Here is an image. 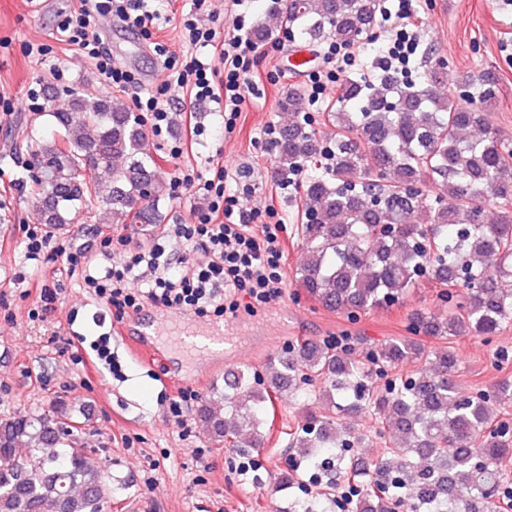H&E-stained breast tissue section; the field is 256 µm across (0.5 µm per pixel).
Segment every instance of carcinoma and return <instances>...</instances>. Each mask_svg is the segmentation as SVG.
Segmentation results:
<instances>
[{"instance_id": "cac0c4a2", "label": "carcinoma", "mask_w": 512, "mask_h": 512, "mask_svg": "<svg viewBox=\"0 0 512 512\" xmlns=\"http://www.w3.org/2000/svg\"><path fill=\"white\" fill-rule=\"evenodd\" d=\"M383 0H288L280 23L306 42L333 37L354 44L374 28ZM444 63L416 85L380 75L364 84L348 78L336 110L330 146L319 149L303 112L304 98L290 89L281 109L291 113L274 140L275 173L289 184L316 158L322 170L301 186L305 261L301 288L323 308L355 316L404 300L422 277L462 288L446 316L412 317L410 331L438 339L492 336L512 321V143L487 126L496 83L461 71L455 92L443 96ZM52 129L30 134L26 147L38 176L33 203L41 223L60 230L89 208L97 172L112 184L99 206L112 225L158 224L155 159L146 149L145 122L123 100L84 93L68 110L51 113ZM445 184L446 193L421 205V186ZM422 363L406 380L374 390L369 365ZM454 351L428 350L412 339L389 342L359 360L335 347L303 342L268 362L264 377L249 368L224 374V391L201 405L200 417L217 444L259 448L260 430L273 401L288 392L316 394L328 407L290 433V447L308 466H324L352 480L358 512H391L384 488L411 501V512H479L501 493L503 463L512 440L490 428L492 404L512 403L504 379L474 395L453 376ZM372 409L386 448L362 464L337 451L358 446L346 418ZM81 422L62 410L56 418L0 416V512H103L110 476L75 447Z\"/></svg>"}]
</instances>
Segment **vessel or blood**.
<instances>
[{"instance_id":"vessel-or-blood-1","label":"vessel or blood","mask_w":512,"mask_h":512,"mask_svg":"<svg viewBox=\"0 0 512 512\" xmlns=\"http://www.w3.org/2000/svg\"><path fill=\"white\" fill-rule=\"evenodd\" d=\"M113 331L124 339L128 349L146 358L155 356L160 347L166 345L172 352L204 359L222 348L225 342L221 325L202 326L187 316L171 317L151 308L114 324Z\"/></svg>"}]
</instances>
